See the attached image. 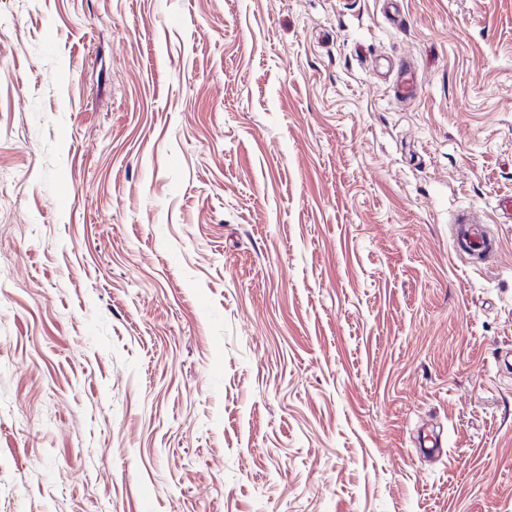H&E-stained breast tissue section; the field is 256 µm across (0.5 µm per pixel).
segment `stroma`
<instances>
[{
  "instance_id": "stroma-1",
  "label": "stroma",
  "mask_w": 512,
  "mask_h": 512,
  "mask_svg": "<svg viewBox=\"0 0 512 512\" xmlns=\"http://www.w3.org/2000/svg\"><path fill=\"white\" fill-rule=\"evenodd\" d=\"M509 196L512 0H0V512H512ZM452 241L453 250L459 256L488 258L497 251L496 242L487 236L483 224H456Z\"/></svg>"
}]
</instances>
